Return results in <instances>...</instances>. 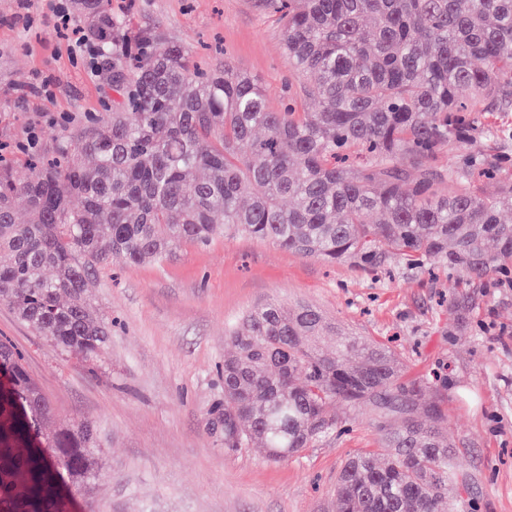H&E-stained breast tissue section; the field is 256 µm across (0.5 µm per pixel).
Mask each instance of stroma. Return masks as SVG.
Wrapping results in <instances>:
<instances>
[{"instance_id": "1", "label": "stroma", "mask_w": 512, "mask_h": 512, "mask_svg": "<svg viewBox=\"0 0 512 512\" xmlns=\"http://www.w3.org/2000/svg\"><path fill=\"white\" fill-rule=\"evenodd\" d=\"M63 6L66 30L56 24ZM112 10L197 56L221 42L273 111L315 107L299 93L276 17L252 0H112ZM81 25L76 0H0V158L17 179L28 175V138L53 150L85 114L107 116L122 100L111 71L77 45ZM383 266L329 265L244 235L185 244L160 264L116 263L88 291L91 315L112 324L93 362L0 304V339L24 353L52 425L95 430L100 475L74 490V512H336L342 467L379 448L370 409L336 405L344 432L279 463L261 448H224L225 336L272 299L312 305L389 346L404 380L444 373L434 396L474 481L458 512H512V284L453 288L440 265L428 272L393 256Z\"/></svg>"}]
</instances>
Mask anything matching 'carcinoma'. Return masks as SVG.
<instances>
[{
	"label": "carcinoma",
	"mask_w": 512,
	"mask_h": 512,
	"mask_svg": "<svg viewBox=\"0 0 512 512\" xmlns=\"http://www.w3.org/2000/svg\"><path fill=\"white\" fill-rule=\"evenodd\" d=\"M258 3L281 21L316 111L272 112L230 62L202 66L133 30L112 0H78L87 38L117 47L123 101L28 162L27 180L0 166V303L59 349L93 359L109 341L112 325L88 313L98 270L222 233L330 264L391 254L470 283L512 279V179L482 154L435 165L448 142L492 134L481 113L512 112V0ZM228 341L224 447L257 442L285 461L341 430L330 404L366 405L384 458L346 463L336 512H456L471 477L439 403L421 404L432 379L403 381L388 347L305 305L257 306ZM51 417L24 355L0 340V512H71L60 485L96 475L91 426L49 437Z\"/></svg>",
	"instance_id": "obj_1"
}]
</instances>
